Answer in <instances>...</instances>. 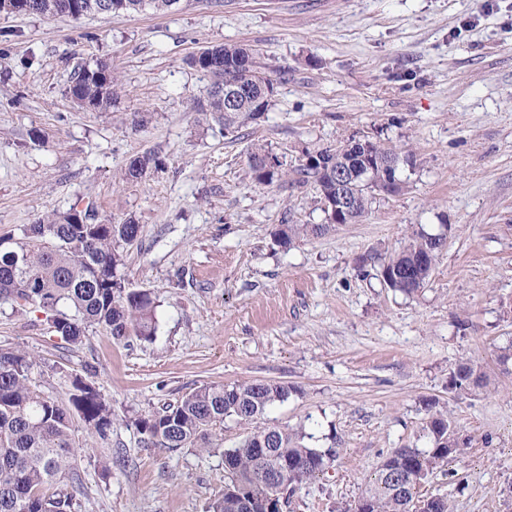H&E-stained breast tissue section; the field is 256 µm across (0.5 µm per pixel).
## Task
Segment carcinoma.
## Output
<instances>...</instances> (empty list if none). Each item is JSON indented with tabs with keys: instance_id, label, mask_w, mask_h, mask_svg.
<instances>
[{
	"instance_id": "obj_1",
	"label": "carcinoma",
	"mask_w": 512,
	"mask_h": 512,
	"mask_svg": "<svg viewBox=\"0 0 512 512\" xmlns=\"http://www.w3.org/2000/svg\"><path fill=\"white\" fill-rule=\"evenodd\" d=\"M179 0H0V13L43 16L111 15L138 11L149 5L168 12ZM195 68L214 78L207 89L206 111L216 115L224 131L260 119L269 111L275 95L254 104L245 99L229 108L221 87L240 79V67L250 64L253 77L270 83L260 72L253 53L236 43L208 47L190 58ZM117 79L102 62L83 64L69 86L70 98L85 111L101 112L112 105ZM349 150L337 154L322 149L313 162H303L298 173L319 186L321 201L336 198V160L362 157L352 166L350 182L352 217H364L377 192L395 180L399 168H367L365 158L382 156L396 163L413 164L411 156L378 142L347 143ZM249 168L255 184L269 186L288 176L283 162L261 146L249 152ZM161 165L154 153L129 158L123 178L138 180ZM54 210L21 229L17 245L0 248V300L18 307L32 306L51 315L55 331L69 344L83 342L91 327H99L117 342L131 336L149 340L156 334V298L146 289L128 288L122 277L126 247L139 242L141 226L128 219L121 224L100 217L92 206ZM336 228L329 215L321 224L278 226L276 242L291 246L301 236L318 238ZM446 239L418 230L402 249L389 257L366 256L359 271L367 274V263L378 266L385 287L410 295L423 288L439 258ZM34 357L23 350H0V512H75L80 485L75 467L76 448L73 419L101 439L112 431V408L96 387L82 377L71 381L68 403H60L32 383ZM489 386L486 376L473 364L464 362L451 372L448 390L469 394ZM293 388L266 381L234 385H204L185 395L175 405L134 419L144 442L155 448L195 447L207 450L212 438L223 430L224 419L252 422L278 402L288 399ZM272 440V451L264 454L257 439ZM305 434L279 427H258L250 437L224 450V495L215 499L209 512H267V500L274 488L288 495L319 478L330 467L339 449L310 448ZM428 446L396 448L384 457L362 497L364 512H413V489L425 484L436 471L467 453L468 439L461 436L447 413L435 411L427 423ZM247 491V504L239 493ZM423 512H450L448 497L426 495Z\"/></svg>"
}]
</instances>
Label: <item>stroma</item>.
Wrapping results in <instances>:
<instances>
[{"instance_id": "obj_1", "label": "stroma", "mask_w": 512, "mask_h": 512, "mask_svg": "<svg viewBox=\"0 0 512 512\" xmlns=\"http://www.w3.org/2000/svg\"><path fill=\"white\" fill-rule=\"evenodd\" d=\"M253 50L276 82L270 110L225 133L203 115L210 75L189 63L222 43ZM105 61L110 109L70 98L75 68ZM40 141H32V132ZM369 139L413 154L402 189L368 214L290 248L282 218L321 223L315 182L256 185L247 156L265 146L291 169L304 156ZM152 151L160 169L126 181ZM142 240L123 270L154 292L157 331L116 342L99 328L70 346L46 314L0 302V349L35 356L32 378L67 401L72 375L111 404L108 439L76 426V512H208L224 493L220 450L146 446L135 417L209 384L293 386L263 424L337 446L326 472L286 512H347L393 449L426 446L428 402L463 437L452 475L427 493L453 512H512V0H181L74 19L0 13V239L77 199ZM448 239L412 295L361 277L415 230ZM469 360L489 388L455 398L451 370ZM161 164L159 157L151 152L131 157L124 167L123 178L132 181L142 179L149 170L157 169Z\"/></svg>"}]
</instances>
